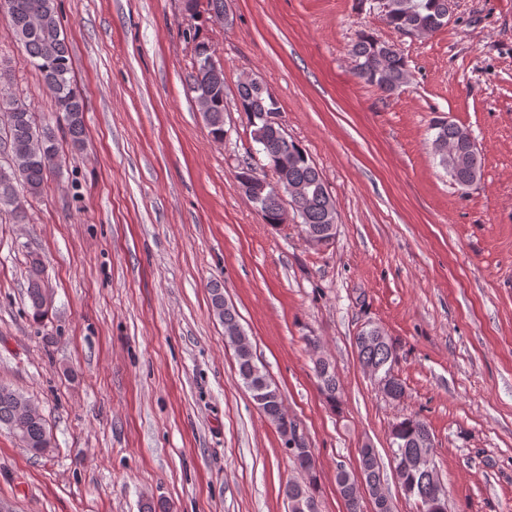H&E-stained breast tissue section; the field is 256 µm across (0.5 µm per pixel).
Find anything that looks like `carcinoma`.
Wrapping results in <instances>:
<instances>
[{
	"instance_id": "carcinoma-1",
	"label": "carcinoma",
	"mask_w": 512,
	"mask_h": 512,
	"mask_svg": "<svg viewBox=\"0 0 512 512\" xmlns=\"http://www.w3.org/2000/svg\"><path fill=\"white\" fill-rule=\"evenodd\" d=\"M13 8L6 11V18L16 41L25 51V61L39 71L48 89L54 110L61 114L64 126L53 127L36 121L27 105L0 85V142L7 145L10 165L0 168V213H8L13 223L29 222L25 204L18 196L16 184L20 183L28 195H40L49 174L59 166L58 134L70 140L72 147L80 148L86 134L85 102L77 91L72 73V63L63 33L56 0H11ZM384 18L389 26L401 32H435L442 29L452 12L453 0H385ZM353 74L361 82L390 95L408 83L410 71L403 53L393 44L381 42L363 34L352 45ZM190 92L208 94L213 106L203 114L209 135L224 133V72L202 67L192 69L187 77ZM240 111L247 116L280 112L277 99L269 92L264 81L250 78L237 84ZM434 131L431 146L438 165L460 189H466L481 179L480 152L469 130L445 118L430 126ZM257 153L264 155L266 166L278 180L288 185H302L310 192L305 209L298 213L305 233L314 235L322 244L331 236L327 226L337 218L335 203L325 185L321 172L304 149L292 139L274 129L265 131L255 140ZM253 206L265 224L280 223L281 208L272 192H267ZM26 296L32 317L42 319L51 307L50 289L43 280V266L37 255L30 256ZM211 306L214 314L225 325L239 324L236 310L224 304V294L219 288L211 289ZM355 347L359 362L365 367L379 368L387 373L397 359L394 341L382 333L364 337L358 333ZM238 376L250 394L262 389L260 411L272 422L287 419L282 409L280 390L256 364L252 349L235 350ZM313 371L321 394L331 407L339 402L340 381L335 367L324 358L314 361ZM15 434L23 447L36 455L52 451L45 420L38 408L21 392L0 386V427ZM393 461L399 467L404 460H411L422 453H433V436L427 423L416 415L404 417L391 425ZM363 482L371 496L376 498V512H392L391 502L382 488L380 464L375 449L366 447L359 451ZM299 468L307 470L303 484L288 483L284 495L288 512H318L315 498L317 487L316 464L306 456L299 459ZM414 486L412 497L419 512H447L444 499L445 487L439 485L434 473L414 471L408 475ZM338 492L345 501L347 512H362V497L354 474L341 468L336 474Z\"/></svg>"
}]
</instances>
